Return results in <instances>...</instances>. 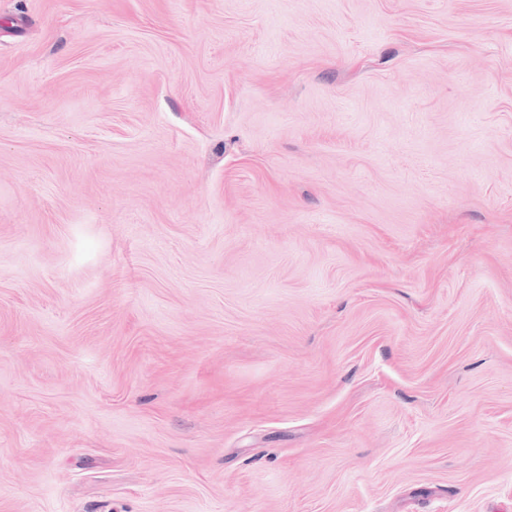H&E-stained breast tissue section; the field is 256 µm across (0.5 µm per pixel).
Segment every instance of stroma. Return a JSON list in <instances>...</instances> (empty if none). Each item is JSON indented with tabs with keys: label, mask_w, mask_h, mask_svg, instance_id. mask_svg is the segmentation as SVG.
Wrapping results in <instances>:
<instances>
[{
	"label": "stroma",
	"mask_w": 512,
	"mask_h": 512,
	"mask_svg": "<svg viewBox=\"0 0 512 512\" xmlns=\"http://www.w3.org/2000/svg\"><path fill=\"white\" fill-rule=\"evenodd\" d=\"M0 512H512V0H0Z\"/></svg>",
	"instance_id": "obj_1"
}]
</instances>
